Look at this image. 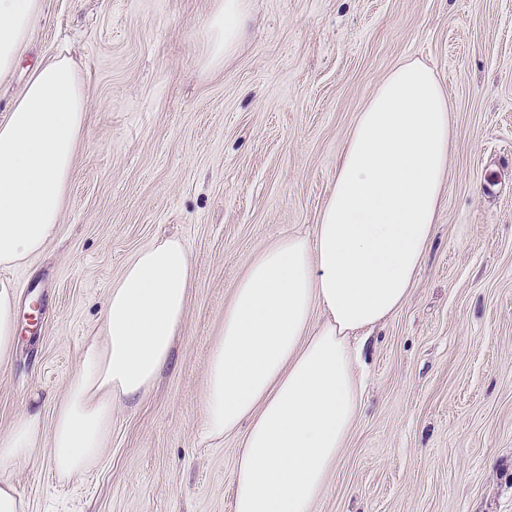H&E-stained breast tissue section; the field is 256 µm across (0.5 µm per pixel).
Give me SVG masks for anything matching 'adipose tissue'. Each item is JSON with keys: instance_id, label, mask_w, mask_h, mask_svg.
<instances>
[{"instance_id": "1", "label": "adipose tissue", "mask_w": 512, "mask_h": 512, "mask_svg": "<svg viewBox=\"0 0 512 512\" xmlns=\"http://www.w3.org/2000/svg\"><path fill=\"white\" fill-rule=\"evenodd\" d=\"M42 0H0V79L19 63ZM247 0L213 15L211 58L242 35ZM88 91L64 57L35 67L0 122V266L38 255L56 236ZM453 135L452 108L435 73L394 68L359 112L313 236L262 250L238 281L207 365L203 436L244 430L234 512H312L361 410L357 333L408 300L433 238ZM194 270L169 239L139 251L113 284L104 333L86 345L51 432L26 408L0 437V512H27L2 471L49 435L59 476L97 462L112 409L152 389L172 355ZM321 320H314V313Z\"/></svg>"}]
</instances>
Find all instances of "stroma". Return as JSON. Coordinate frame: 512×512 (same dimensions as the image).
<instances>
[{
  "mask_svg": "<svg viewBox=\"0 0 512 512\" xmlns=\"http://www.w3.org/2000/svg\"><path fill=\"white\" fill-rule=\"evenodd\" d=\"M220 3L44 0L0 80V120L57 56L93 99L56 237L0 268L19 301L0 435L33 400L51 428L138 251L175 237L195 268L171 360L113 408L98 462L59 478L45 438L9 471L27 512H234L244 435L201 436L224 309L259 251L318 223L358 113L409 60L453 108L444 203L408 301L370 335L362 410L313 512H512V0H249L213 65Z\"/></svg>",
  "mask_w": 512,
  "mask_h": 512,
  "instance_id": "35a3bbf8",
  "label": "stroma"
}]
</instances>
